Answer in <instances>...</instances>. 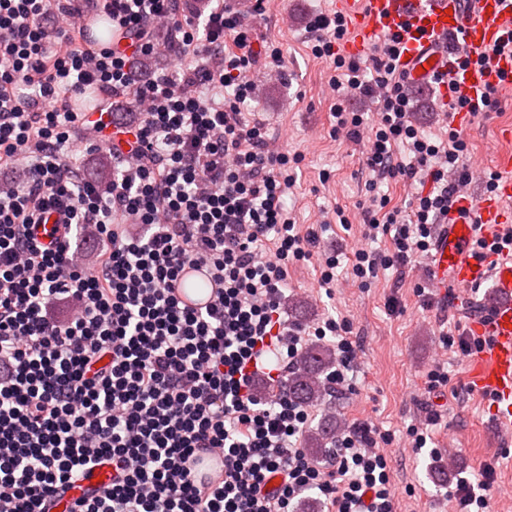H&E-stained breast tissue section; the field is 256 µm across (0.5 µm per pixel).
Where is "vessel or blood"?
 Returning <instances> with one entry per match:
<instances>
[{
    "label": "vessel or blood",
    "mask_w": 512,
    "mask_h": 512,
    "mask_svg": "<svg viewBox=\"0 0 512 512\" xmlns=\"http://www.w3.org/2000/svg\"><path fill=\"white\" fill-rule=\"evenodd\" d=\"M351 38L347 53L362 56L382 35L394 36L403 53L402 69L414 81L431 84L439 75L452 77L459 96L479 100L487 87L512 88V56L479 63L486 46L512 35V0H338ZM502 175L492 198L477 205L480 220L488 227L512 223V154L499 160ZM473 226L468 218L449 213L434 243L437 278L452 277L463 288L491 281L495 298L482 329L487 342L472 361L470 373L477 387L494 399L498 421L512 428V252L502 251L491 261H477L470 254ZM98 477L82 480L56 499L53 512H72L76 500L98 488Z\"/></svg>",
    "instance_id": "obj_1"
}]
</instances>
